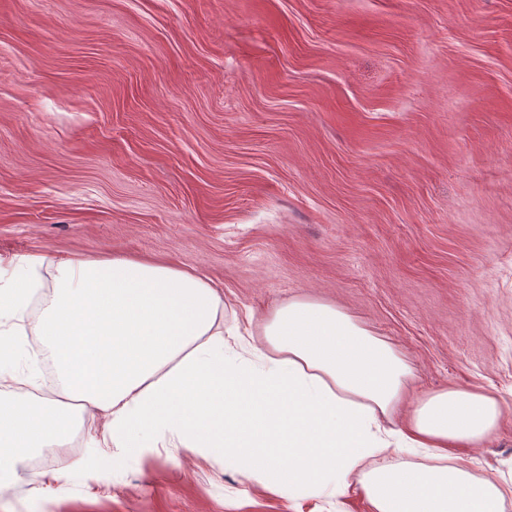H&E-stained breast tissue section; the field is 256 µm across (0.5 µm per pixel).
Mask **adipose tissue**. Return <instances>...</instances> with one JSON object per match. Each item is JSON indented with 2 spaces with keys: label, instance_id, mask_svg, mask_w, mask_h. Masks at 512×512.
Masks as SVG:
<instances>
[{
  "label": "adipose tissue",
  "instance_id": "obj_1",
  "mask_svg": "<svg viewBox=\"0 0 512 512\" xmlns=\"http://www.w3.org/2000/svg\"><path fill=\"white\" fill-rule=\"evenodd\" d=\"M44 262L20 257L0 278V489L34 454L56 456L30 476L40 492L78 469L104 483L166 451L219 460L292 508L353 490L369 512H505L512 499V479L476 476L457 453L492 437L502 403L480 388L412 395L404 358L348 313L292 299L248 339L225 326L221 289L190 271L66 259L48 285ZM28 336L58 377L45 401L28 400L34 379L16 367ZM87 415L102 416L105 432L76 458L68 439ZM419 451L426 463H375Z\"/></svg>",
  "mask_w": 512,
  "mask_h": 512
}]
</instances>
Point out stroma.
Masks as SVG:
<instances>
[{
	"instance_id": "stroma-1",
	"label": "stroma",
	"mask_w": 512,
	"mask_h": 512,
	"mask_svg": "<svg viewBox=\"0 0 512 512\" xmlns=\"http://www.w3.org/2000/svg\"><path fill=\"white\" fill-rule=\"evenodd\" d=\"M166 261L336 306L512 409V0H0V269ZM461 453L512 457V412ZM0 512H289L160 454Z\"/></svg>"
}]
</instances>
